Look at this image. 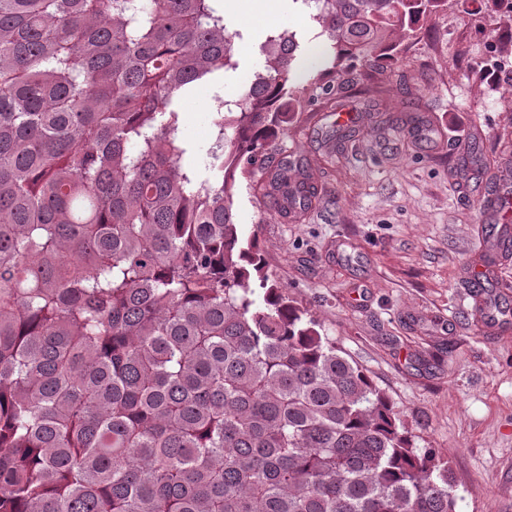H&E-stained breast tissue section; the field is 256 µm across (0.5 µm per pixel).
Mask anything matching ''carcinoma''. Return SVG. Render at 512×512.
Here are the masks:
<instances>
[{
    "mask_svg": "<svg viewBox=\"0 0 512 512\" xmlns=\"http://www.w3.org/2000/svg\"><path fill=\"white\" fill-rule=\"evenodd\" d=\"M213 2L0 0V512H456L448 456L236 223L242 178L285 215L318 200L270 152L305 94L291 36L216 99L213 177L184 162L180 100L234 57ZM313 2L330 105L451 4Z\"/></svg>",
    "mask_w": 512,
    "mask_h": 512,
    "instance_id": "cac0c4a2",
    "label": "carcinoma"
}]
</instances>
